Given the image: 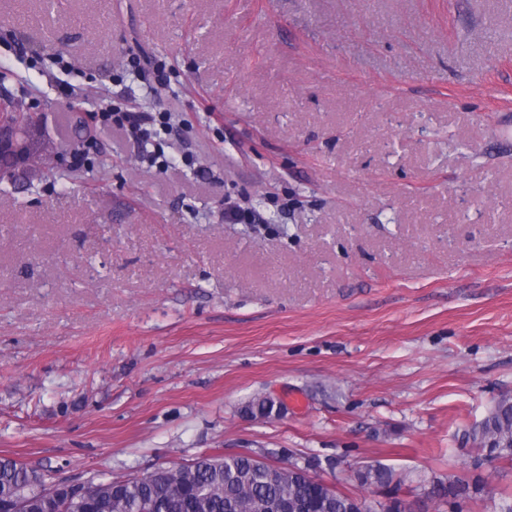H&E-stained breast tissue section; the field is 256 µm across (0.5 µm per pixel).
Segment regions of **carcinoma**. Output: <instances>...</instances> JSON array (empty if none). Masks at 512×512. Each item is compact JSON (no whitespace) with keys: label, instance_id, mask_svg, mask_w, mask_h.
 Wrapping results in <instances>:
<instances>
[{"label":"carcinoma","instance_id":"1","mask_svg":"<svg viewBox=\"0 0 512 512\" xmlns=\"http://www.w3.org/2000/svg\"><path fill=\"white\" fill-rule=\"evenodd\" d=\"M471 443L473 468L487 459L512 462V396L498 398L487 416L466 433ZM54 479V470H30L8 457H0V499L27 493V512H41L38 494L30 488L32 476ZM364 482L387 487L402 479L383 465L370 467ZM205 492L206 506L201 512H269L268 505L277 500L300 504V512H349L348 494L337 489L301 480L288 467L259 464L242 456L224 458L220 466L200 458L177 469H166L149 482L135 476L107 478L88 485L87 494L71 503L66 512H185L183 504L195 491ZM469 485L436 479L426 491L427 498L448 503V494L457 491L471 498Z\"/></svg>","mask_w":512,"mask_h":512}]
</instances>
